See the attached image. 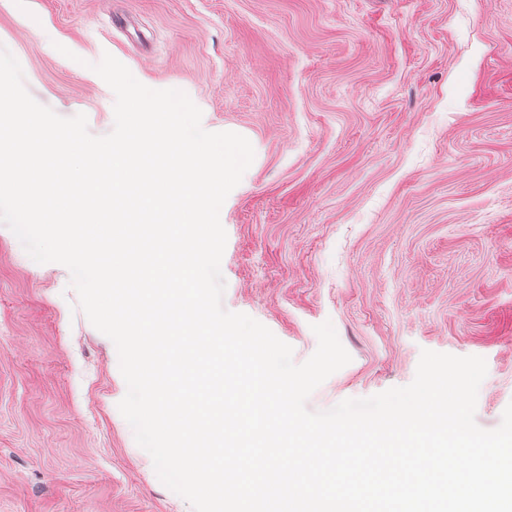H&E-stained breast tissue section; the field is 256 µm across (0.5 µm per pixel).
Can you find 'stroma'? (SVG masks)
<instances>
[{
    "instance_id": "1",
    "label": "stroma",
    "mask_w": 512,
    "mask_h": 512,
    "mask_svg": "<svg viewBox=\"0 0 512 512\" xmlns=\"http://www.w3.org/2000/svg\"><path fill=\"white\" fill-rule=\"evenodd\" d=\"M0 45L63 117L112 130L104 54L196 101L254 160L220 210L226 310L306 361L326 411L410 384L422 350L512 403V0H0ZM70 275L0 225V512H192L119 411L118 360Z\"/></svg>"
}]
</instances>
